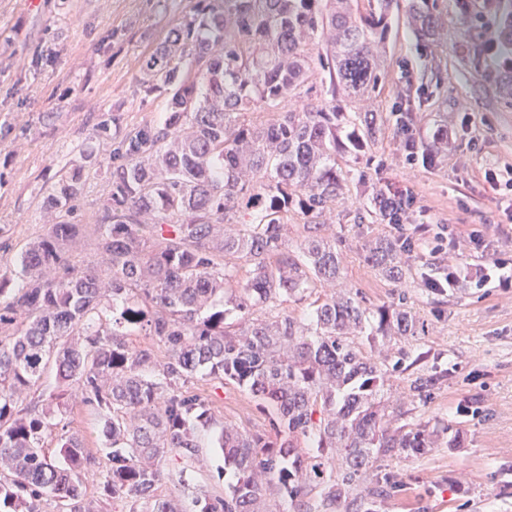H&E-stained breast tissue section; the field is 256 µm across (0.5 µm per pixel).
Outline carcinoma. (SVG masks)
<instances>
[{
	"label": "carcinoma",
	"instance_id": "cac0c4a2",
	"mask_svg": "<svg viewBox=\"0 0 512 512\" xmlns=\"http://www.w3.org/2000/svg\"><path fill=\"white\" fill-rule=\"evenodd\" d=\"M398 0H198L194 12L146 55L139 85L170 90L163 121L135 127L102 164L108 193L97 215L96 259L84 268L69 252L87 234L72 219L92 154L66 162L48 189L47 230L0 272V512H95L83 491L100 478L105 497L128 512H181L158 494L164 464L181 480L195 469L201 432L213 424L196 377L247 390L274 414L271 430H221L232 480L224 494L195 497V512H262L268 493L292 512H375L392 486L357 483L375 464L431 444L417 427H393L434 385L411 380L384 397L391 363L360 350L375 323L384 336H411L398 303L368 307L348 288L330 292L340 271L336 238L322 236L347 178L336 151L361 150L376 133L362 108L385 84L386 32ZM416 49L439 35L440 0H410ZM500 52L512 59V5L500 16ZM321 75L324 98L303 100ZM265 113V122L251 119ZM117 111L99 115L106 138ZM310 220L296 249L286 243L288 212ZM388 280L441 294L396 239L366 246ZM249 264L238 276V262ZM308 302L302 321L282 298ZM141 333L162 343L132 346ZM55 366L57 410H37L23 394ZM73 401L103 422L106 466L68 430ZM59 437L58 456L43 451Z\"/></svg>",
	"mask_w": 512,
	"mask_h": 512
}]
</instances>
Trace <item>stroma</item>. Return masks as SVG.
Wrapping results in <instances>:
<instances>
[{
    "instance_id": "obj_1",
    "label": "stroma",
    "mask_w": 512,
    "mask_h": 512,
    "mask_svg": "<svg viewBox=\"0 0 512 512\" xmlns=\"http://www.w3.org/2000/svg\"><path fill=\"white\" fill-rule=\"evenodd\" d=\"M479 24L461 25L456 0H443L439 44L418 60L404 11H395L387 37L386 82L376 104L379 132L364 150L337 153L349 175L327 228L341 248L339 287L358 290L367 306L389 305L401 290L368 262V242L394 237L390 225L367 214L372 190L392 188L415 196L410 215L426 225L429 240H414L411 255L431 270L448 262L434 254L440 225L458 236L481 235L495 255L459 250L457 261L484 265L498 257L512 264V192L494 189L489 168L512 163V100L501 89L499 61L470 63L473 43L496 44L497 0H472ZM196 0H0V270L14 269L25 244L41 235L48 218L47 187L80 150L106 160L107 140L93 129L101 112L117 109L122 130L152 123L167 107L166 93L146 96L137 82L145 55L162 42ZM413 116L424 147L439 129H455L456 141L440 164L407 166L398 147L399 120ZM406 309L416 320L413 336L389 341L371 336L375 348L405 353L390 375L399 394L421 374L437 375L426 398L407 403L401 422L442 427L432 448L382 462L381 472L400 484L379 512H512V289L497 281L472 282L441 295L413 285ZM190 387L209 402L216 425L265 430L268 417L236 386L209 378ZM207 433L202 465L185 486L167 463L161 495L191 508L196 489L223 492L224 460Z\"/></svg>"
}]
</instances>
